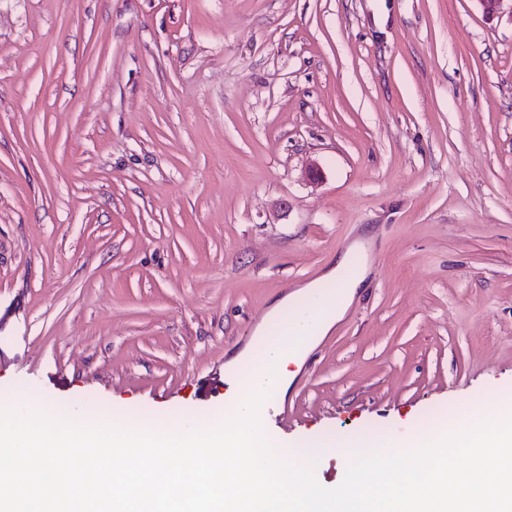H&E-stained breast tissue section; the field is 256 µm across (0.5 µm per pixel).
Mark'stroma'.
Returning <instances> with one entry per match:
<instances>
[{"mask_svg": "<svg viewBox=\"0 0 512 512\" xmlns=\"http://www.w3.org/2000/svg\"><path fill=\"white\" fill-rule=\"evenodd\" d=\"M357 242L364 287L261 422L321 483L333 442L512 398V14L0 0V398L223 419L225 363Z\"/></svg>", "mask_w": 512, "mask_h": 512, "instance_id": "obj_1", "label": "stroma"}]
</instances>
